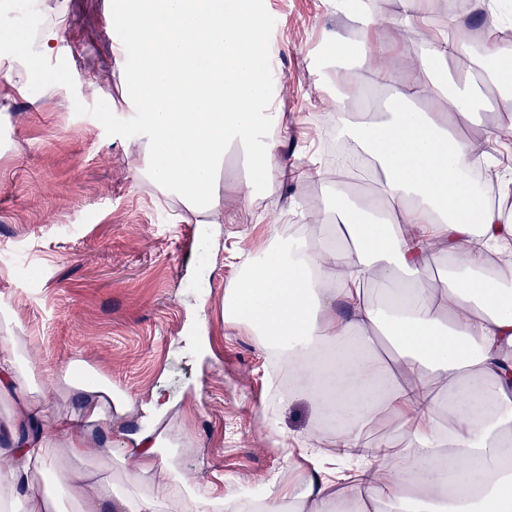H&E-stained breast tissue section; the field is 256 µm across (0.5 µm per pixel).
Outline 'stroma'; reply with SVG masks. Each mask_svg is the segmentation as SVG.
I'll return each instance as SVG.
<instances>
[{
	"label": "stroma",
	"instance_id": "stroma-1",
	"mask_svg": "<svg viewBox=\"0 0 512 512\" xmlns=\"http://www.w3.org/2000/svg\"><path fill=\"white\" fill-rule=\"evenodd\" d=\"M113 2L50 0L65 27L51 56L38 57L35 40L23 56L0 42V350L23 342L35 382L23 397L0 398V451L21 402L49 401L54 416L80 412L84 394L65 385L66 370L86 382L106 378L113 396L135 402L94 425L86 457L70 456L68 436H59L55 469L34 477L58 512H72L74 492L57 483V472L89 470L123 485L118 435L143 428L141 405L157 394L172 405L158 426L161 452L191 483L230 496L280 484L294 465L309 467L294 441L318 426L307 402L276 400L267 378L280 370L248 329L225 323L224 294L239 281L241 253L267 244L270 227L259 213L275 212L291 234L300 222L294 196L318 207L324 184L281 182L270 202L247 201L226 189L250 176L229 146L214 183L232 221L193 224L147 171L144 127L124 100L126 73L140 61L112 52L122 38ZM257 5L262 17L278 19L262 31L273 46L266 65L288 118L285 159L303 168L306 146L322 148L323 131L334 128L320 103L329 90L313 71L328 33L350 40L354 28L327 0ZM27 67L58 81L16 91L10 78ZM185 227L196 247H179ZM53 418L44 423L50 433Z\"/></svg>",
	"mask_w": 512,
	"mask_h": 512
}]
</instances>
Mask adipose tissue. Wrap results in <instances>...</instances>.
Instances as JSON below:
<instances>
[{
    "instance_id": "adipose-tissue-1",
    "label": "adipose tissue",
    "mask_w": 512,
    "mask_h": 512,
    "mask_svg": "<svg viewBox=\"0 0 512 512\" xmlns=\"http://www.w3.org/2000/svg\"><path fill=\"white\" fill-rule=\"evenodd\" d=\"M431 3L401 0L388 41L375 40L367 4L355 40L329 39L316 81L333 89L336 129L366 164L369 193L337 192L309 236L275 234L262 253H245L225 295V322L247 325L287 363L294 383L284 401L310 402L333 427L336 459H358L350 484L332 466L300 469L294 482L265 490L253 512H512V266L495 263L512 253V175L499 178L500 202L486 201L467 173L490 162L499 129L459 133L488 86L512 80V44L497 36L500 0H474L487 18L480 53L449 39L461 19L438 24ZM114 12L126 21L119 53L141 61L128 91L153 150L150 171L193 215L220 214L212 178L228 143L246 151L252 170L234 187L240 196L254 197L276 173L300 184L323 177L319 166L289 171L280 152L283 115L261 70L255 0H117ZM411 25L424 31L421 45L403 40ZM363 64L394 92L374 120L355 125L343 113L358 110L367 90L355 72ZM436 252L448 262L441 283L428 275ZM50 417L52 433L42 427ZM104 417L97 386L75 415L24 405L0 481L25 490V512H51L32 477L55 465L58 434L70 435L72 456H85L83 425ZM383 419L404 447L369 443ZM158 444L151 427L122 443V459L135 463L122 488L104 489L88 471L61 473L62 485H84L77 512L104 499L112 512H159L164 502L173 512H242L223 489L190 485ZM159 465L167 483L140 492Z\"/></svg>"
}]
</instances>
